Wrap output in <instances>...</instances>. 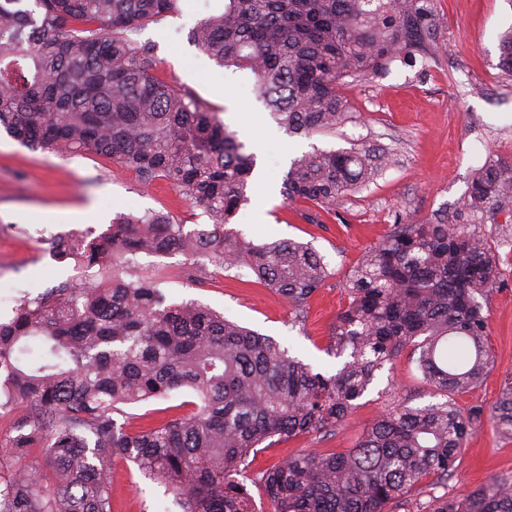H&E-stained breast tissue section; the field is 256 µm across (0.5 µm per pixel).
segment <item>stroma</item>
I'll return each instance as SVG.
<instances>
[{"label":"stroma","instance_id":"35a3bbf8","mask_svg":"<svg viewBox=\"0 0 512 512\" xmlns=\"http://www.w3.org/2000/svg\"><path fill=\"white\" fill-rule=\"evenodd\" d=\"M204 14L199 0H179L161 23L137 38L155 44L158 75L173 88L196 95L215 108L238 133L257 165L249 201L235 227L257 242L296 240L324 256L330 275L308 300L302 323L281 297L247 280L245 271L227 270L202 258L150 257L140 262L156 278L168 301L195 300L225 317L269 335L291 353L332 374L335 357L325 352L337 313L347 305L348 271L362 254L383 240L393 225L415 224L440 213L464 216L495 246L499 278L483 298L489 313L492 362L483 383L460 396L462 409L491 410L512 387V201L473 213L467 189L488 162L512 165V73L499 69V40L512 27V0H434L436 51L391 62L386 69L342 86L350 102L336 130L291 137L274 122L253 90L246 70L219 66L195 46L191 29ZM376 146L390 149L392 161L372 182L345 195L330 210L300 202L285 204L282 182L303 153ZM169 214L186 224L200 223L191 205L165 180L142 186L135 173L111 160L86 154L68 159L33 151L0 130V317L8 318L18 299L36 296L73 279V261L56 259L45 237L75 231L103 232L116 213ZM394 383L400 397L429 403L428 386L409 353L394 365L393 379L379 377L359 401L348 423L325 438H285L258 449L250 471L258 474L304 449L341 453L353 448L363 429L390 405L384 395ZM190 394L178 392L128 410L130 428L155 424L190 411ZM112 512H181L163 486L137 468L112 462ZM512 479V438L491 424L469 436L447 486L423 483L412 503L428 504L446 493L459 495L489 479Z\"/></svg>","mask_w":512,"mask_h":512}]
</instances>
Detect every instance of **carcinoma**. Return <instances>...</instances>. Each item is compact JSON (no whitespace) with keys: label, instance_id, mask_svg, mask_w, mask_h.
Listing matches in <instances>:
<instances>
[{"label":"carcinoma","instance_id":"carcinoma-1","mask_svg":"<svg viewBox=\"0 0 512 512\" xmlns=\"http://www.w3.org/2000/svg\"><path fill=\"white\" fill-rule=\"evenodd\" d=\"M0 0V128L56 156L94 154L148 186L166 179L209 219L189 229L159 212L118 214L105 232L55 244L59 259L94 272L18 301L0 319V412L19 413L0 439V512H112L109 465L121 459L163 485L182 512H392L426 479L444 485L483 409L455 397L490 363L480 299L499 255L472 224L440 215L395 224L346 277L326 375L274 339L195 302L169 303L160 282L134 272L143 254L200 256L246 268L303 318L329 275L324 258L292 240L257 243L233 227L249 202L255 155L215 110L157 75L155 45L135 35L178 0ZM433 0H224L189 38L226 67L249 70L255 91L290 136L336 129L348 113L344 80L433 50ZM512 73V28L499 41ZM381 150H317L294 159L290 203L322 209L374 180ZM512 199V166L487 164L468 209ZM40 360L28 358L32 348ZM435 401L400 403L346 453L303 452L254 479L248 458L278 436L330 435L405 348ZM189 414L132 432L126 408L172 392ZM512 436V388L491 412ZM428 512H512V481L493 478Z\"/></svg>","mask_w":512,"mask_h":512}]
</instances>
